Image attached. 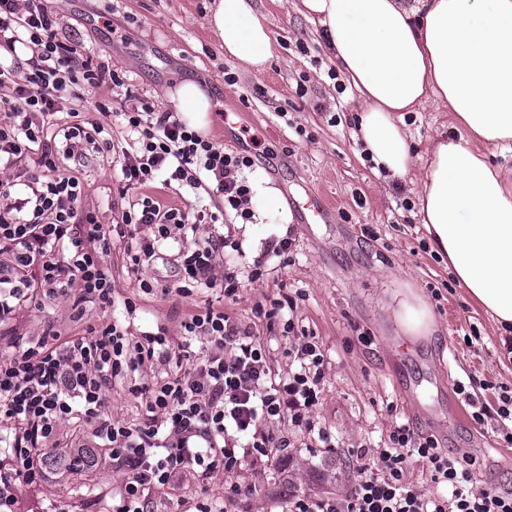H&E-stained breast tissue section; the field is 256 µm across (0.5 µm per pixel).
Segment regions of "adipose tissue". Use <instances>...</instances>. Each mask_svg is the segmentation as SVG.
<instances>
[{"label":"adipose tissue","instance_id":"obj_1","mask_svg":"<svg viewBox=\"0 0 512 512\" xmlns=\"http://www.w3.org/2000/svg\"><path fill=\"white\" fill-rule=\"evenodd\" d=\"M321 28L329 59L360 103L355 136L376 176L403 180L415 165L409 113L432 103L450 130L426 149L415 192L428 242L502 334H512V0H300ZM208 27L226 57L263 71L276 47L256 0H214ZM173 99L186 124L208 126L210 99L192 82ZM403 335H432L428 304L406 292L395 311Z\"/></svg>","mask_w":512,"mask_h":512}]
</instances>
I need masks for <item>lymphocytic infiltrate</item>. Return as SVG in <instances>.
<instances>
[{"instance_id":"lymphocytic-infiltrate-1","label":"lymphocytic infiltrate","mask_w":512,"mask_h":512,"mask_svg":"<svg viewBox=\"0 0 512 512\" xmlns=\"http://www.w3.org/2000/svg\"><path fill=\"white\" fill-rule=\"evenodd\" d=\"M59 25L44 0H0V108L12 115L0 122V170L20 177L0 181V255L9 258L0 263V323L37 291L47 298L72 292L78 301L110 307L112 274L104 257L117 237L129 242L132 271L162 261L177 270L178 295L218 288L235 299L238 270L220 258L239 243L217 234L194 251L181 247L197 225L219 223L216 213L167 207L147 196L133 202L120 223H100L80 210L82 187L67 163L83 143L116 158L123 190L175 182L238 211L251 194L243 171L253 159L215 147L176 112L126 91L108 63L94 62L82 44L62 41ZM20 46L29 52L22 67L14 60ZM98 90L120 94L118 107L101 102L97 109L119 116L138 150L116 147L107 127L87 124L74 108L60 129L59 147L44 145L62 100L80 101ZM7 346L8 355H0V512H16L18 484L46 477L45 451L59 447V428L71 420L88 426L108 450L113 470L126 475L112 512H147L152 491L187 474L201 484L227 475L224 498L235 500L241 487L231 475L293 447L291 438L274 432L276 421L317 435L324 451L334 449L313 419L325 372L312 336L290 349L285 375L272 368L269 344L251 324L210 307L185 321L175 343L161 330L133 335L116 318L60 346H32L21 336L10 337ZM152 362L175 370L132 388L133 396L146 399L145 419L136 425L114 420L106 398L110 379ZM349 455L359 477L346 494H295L287 512H512V490L476 487L475 456L448 454L409 424H396L385 446L354 448ZM415 464L428 471L434 493L410 481Z\"/></svg>"}]
</instances>
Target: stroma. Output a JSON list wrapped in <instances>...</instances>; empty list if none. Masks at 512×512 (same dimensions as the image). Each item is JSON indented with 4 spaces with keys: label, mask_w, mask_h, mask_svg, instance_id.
<instances>
[{
    "label": "stroma",
    "mask_w": 512,
    "mask_h": 512,
    "mask_svg": "<svg viewBox=\"0 0 512 512\" xmlns=\"http://www.w3.org/2000/svg\"><path fill=\"white\" fill-rule=\"evenodd\" d=\"M258 2L277 42L274 58L260 73L225 58L207 27L212 0H49L60 37L94 47L148 102L166 106L168 89L187 80L199 83L214 104L207 138L225 151L250 155L254 170L264 174L291 216L259 224L229 215L223 224L199 225L185 239L189 250L216 231L242 242L238 264L246 281L234 302L217 290L188 298L144 292L128 269L127 241L115 240L108 258L114 298L135 302L131 332L161 326L176 339L198 309L210 305L246 321L256 305L288 293L299 298L296 331L316 337L324 353L325 379L313 417L335 441L336 453L309 448V436L300 433L286 470L264 460L245 466L236 480L246 493L235 502L224 501L223 476L202 486L188 475L179 485L153 491L150 512H196L204 500L227 512H284L292 492L344 494L356 478L349 449L382 444L399 419L416 433L435 436L450 453L475 455L479 486L512 487V446L473 421L465 398L476 394L478 405L495 415L500 393L512 391V352L450 278L447 260L431 250L414 216L409 183L384 181L364 161L352 136L357 94L337 93L328 78L332 64L322 33L289 0ZM228 72L235 74V84L225 83ZM228 112L237 123L229 131ZM406 122L421 153L450 119L429 104ZM69 173L82 186L81 209L104 224L120 222L139 196L135 190L120 193L112 164L92 152L70 161ZM310 195L324 200L327 222L305 223L298 205ZM274 237L291 238L287 263L271 260L259 279H250L255 260ZM404 288L421 294L433 311L435 331L427 340L415 343L396 330L395 296ZM112 314L93 303L75 307L69 296H40L21 304L8 326L30 342L60 344L88 335ZM165 375V366L155 364L113 380V418L142 421L145 403L128 388ZM122 478L104 452L96 467L19 485L16 510L47 512L50 504L61 503L69 512H112V490ZM82 482L88 492L74 493Z\"/></svg>",
    "instance_id": "stroma-1"
}]
</instances>
